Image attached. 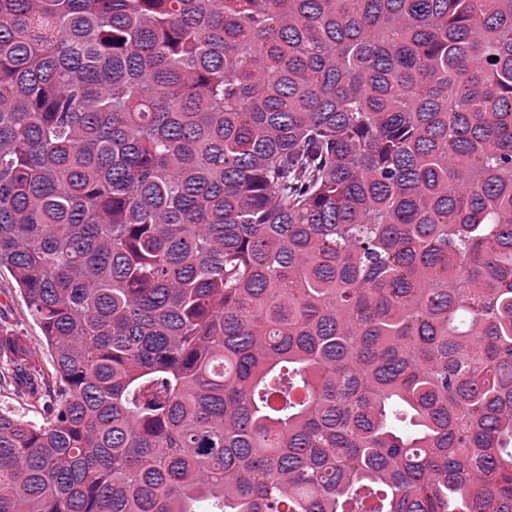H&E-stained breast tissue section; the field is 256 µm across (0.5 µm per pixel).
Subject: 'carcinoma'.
I'll return each instance as SVG.
<instances>
[{
    "label": "carcinoma",
    "instance_id": "cac0c4a2",
    "mask_svg": "<svg viewBox=\"0 0 512 512\" xmlns=\"http://www.w3.org/2000/svg\"><path fill=\"white\" fill-rule=\"evenodd\" d=\"M0 512H512V0H0ZM0 309L1 322L11 327L21 336H28L34 355L46 374L54 371L50 352L39 326L28 315L25 302L17 285L7 270H0Z\"/></svg>",
    "mask_w": 512,
    "mask_h": 512
}]
</instances>
